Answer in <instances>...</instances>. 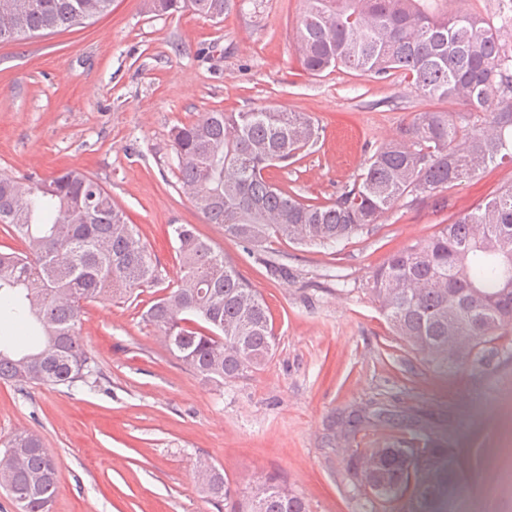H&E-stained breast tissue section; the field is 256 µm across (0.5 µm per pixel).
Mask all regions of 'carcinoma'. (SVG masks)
Masks as SVG:
<instances>
[{
    "mask_svg": "<svg viewBox=\"0 0 512 512\" xmlns=\"http://www.w3.org/2000/svg\"><path fill=\"white\" fill-rule=\"evenodd\" d=\"M0 41L50 34L109 12L112 0H24ZM446 0H304L294 49L318 75L343 66L373 78H408L425 97L464 111H424L377 147L351 186L329 202L304 200L277 187L265 171L301 160L317 145L310 116L282 106L205 113L172 133L179 182L204 221L245 248L271 237L325 249L378 224L405 196L417 200L472 178L491 164L512 163V52L499 28L475 13L452 16ZM235 0H151L152 11H191L224 18ZM25 252H0V323L31 325L18 348L0 338V380L33 385L94 386L93 360L78 343L84 302L128 300L157 280V268L135 225L93 176L65 168L49 179L0 174V219ZM180 276L146 311L169 351L206 382L244 378L275 347L267 306L224 251L191 224H174ZM370 293L388 324L416 356L442 369H465L512 330V184L484 199L428 239L390 255ZM465 337V354L448 340ZM362 484L381 503L410 493V512H448V486L459 462L446 448H374L363 457ZM195 478L233 512H309L291 487L259 473L238 490L214 465ZM0 488L19 512H51L58 491L55 458L41 436L15 433L0 454Z\"/></svg>",
    "mask_w": 512,
    "mask_h": 512,
    "instance_id": "cac0c4a2",
    "label": "carcinoma"
}]
</instances>
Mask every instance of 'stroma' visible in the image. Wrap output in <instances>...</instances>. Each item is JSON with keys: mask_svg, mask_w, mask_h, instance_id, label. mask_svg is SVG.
Segmentation results:
<instances>
[{"mask_svg": "<svg viewBox=\"0 0 512 512\" xmlns=\"http://www.w3.org/2000/svg\"><path fill=\"white\" fill-rule=\"evenodd\" d=\"M303 8L237 0L216 22L113 0L83 26L0 42V173L89 172L137 225L159 272L136 298L84 305L78 340L99 387L21 392L0 381V449L21 430L42 436L59 471L53 512H225L194 478L201 461L242 492L255 473L277 476L309 512H408L405 497L375 502L355 464L372 448L425 441L460 459L459 484L480 512H512V334L482 363L440 369L393 335L370 295L391 254L512 184V164L448 187L441 208L404 197L331 251L275 238L247 251L181 191L171 131L212 110L308 114L318 144L266 175L321 202L351 186L415 113L458 112L398 74L307 73L293 47ZM175 224L194 225L262 295L276 345L261 370L221 387L204 382L146 321L179 275Z\"/></svg>", "mask_w": 512, "mask_h": 512, "instance_id": "35a3bbf8", "label": "stroma"}]
</instances>
